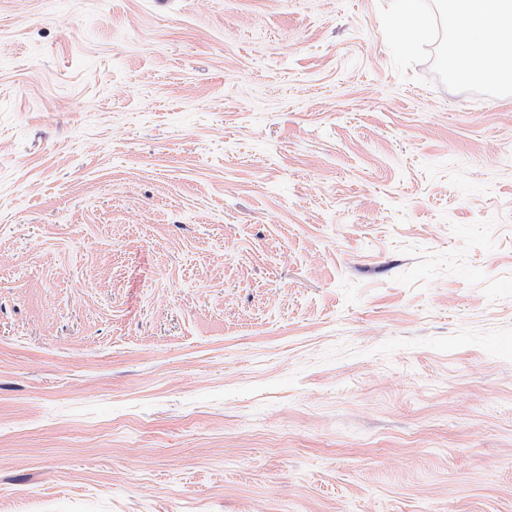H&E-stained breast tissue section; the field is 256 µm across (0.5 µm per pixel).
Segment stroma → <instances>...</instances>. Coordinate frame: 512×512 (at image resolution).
<instances>
[{
	"mask_svg": "<svg viewBox=\"0 0 512 512\" xmlns=\"http://www.w3.org/2000/svg\"><path fill=\"white\" fill-rule=\"evenodd\" d=\"M390 0H0V512H512V96Z\"/></svg>",
	"mask_w": 512,
	"mask_h": 512,
	"instance_id": "1",
	"label": "stroma"
}]
</instances>
